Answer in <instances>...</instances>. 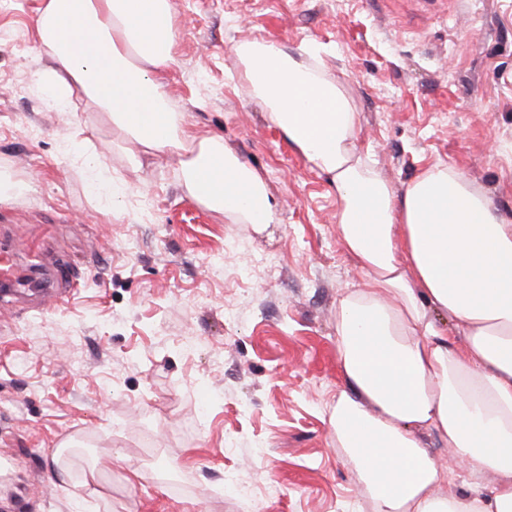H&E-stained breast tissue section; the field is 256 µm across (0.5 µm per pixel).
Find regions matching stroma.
<instances>
[{
    "instance_id": "35a3bbf8",
    "label": "stroma",
    "mask_w": 512,
    "mask_h": 512,
    "mask_svg": "<svg viewBox=\"0 0 512 512\" xmlns=\"http://www.w3.org/2000/svg\"><path fill=\"white\" fill-rule=\"evenodd\" d=\"M171 2L172 105L262 176L276 221L196 202L178 157L130 165L82 96L49 111L40 0H0V171L23 185L0 200V254L77 280L0 300V512H370L330 423L336 303L366 275L333 183L266 119L234 47L322 46L382 178L450 166L512 221V0ZM71 139L125 187L117 205L88 193Z\"/></svg>"
}]
</instances>
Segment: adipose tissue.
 Returning a JSON list of instances; mask_svg holds the SVG:
<instances>
[{
    "mask_svg": "<svg viewBox=\"0 0 512 512\" xmlns=\"http://www.w3.org/2000/svg\"><path fill=\"white\" fill-rule=\"evenodd\" d=\"M177 27L171 0H42L43 102L65 112L81 93L129 164L180 156L196 201L273 223L259 174L223 138L193 137L169 104ZM235 54L270 123L330 176L341 242L368 274L336 308L345 389L331 426L373 512H512V223L449 166L396 193L358 152V114L316 52L297 58L254 40ZM424 433L494 484L440 495L448 468L422 446Z\"/></svg>",
    "mask_w": 512,
    "mask_h": 512,
    "instance_id": "obj_1",
    "label": "adipose tissue"
}]
</instances>
